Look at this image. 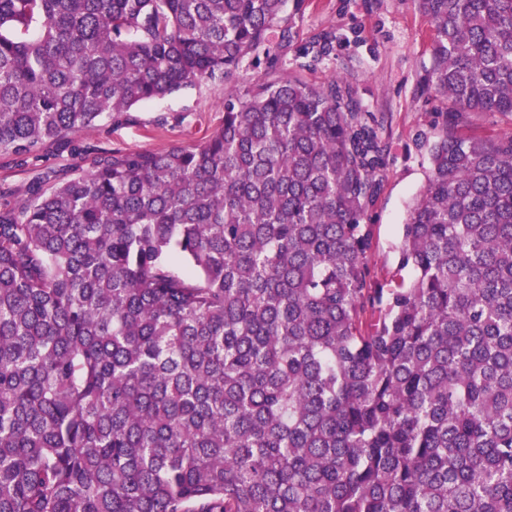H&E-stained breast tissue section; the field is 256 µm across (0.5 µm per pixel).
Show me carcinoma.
<instances>
[{
	"mask_svg": "<svg viewBox=\"0 0 512 512\" xmlns=\"http://www.w3.org/2000/svg\"><path fill=\"white\" fill-rule=\"evenodd\" d=\"M286 2L0 0V154L228 83L204 142L0 202V512H512V133H462L512 121V0H412L445 112L390 288V143L281 69ZM257 56H259L260 61H257ZM264 68L265 59L262 51L256 55H248L241 60L239 67L234 74L232 83H239L242 81V78H248L251 81H255L264 73ZM510 128V122L501 118H492L486 114H474L463 131L468 135L483 136L491 132H508Z\"/></svg>",
	"mask_w": 512,
	"mask_h": 512,
	"instance_id": "obj_1",
	"label": "carcinoma"
}]
</instances>
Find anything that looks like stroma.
Instances as JSON below:
<instances>
[{
  "label": "stroma",
  "mask_w": 512,
  "mask_h": 512,
  "mask_svg": "<svg viewBox=\"0 0 512 512\" xmlns=\"http://www.w3.org/2000/svg\"><path fill=\"white\" fill-rule=\"evenodd\" d=\"M286 15L294 40L281 54L282 67L305 73L314 82L334 75L347 78L357 88L364 110L383 124L392 153L370 211L373 279L389 286L411 278V271L398 265L401 226L426 182L429 148L436 135L437 104L422 91L430 66V21L410 0H306L302 11L290 8ZM326 31L336 34L333 52L315 70L305 71L304 48ZM223 100V84L204 83L143 103L121 126L105 119L79 132V140L88 148L80 158L62 143L49 145L23 166L0 154V191L11 199H23L36 178L89 166L92 155L103 150L158 152L200 143L221 125Z\"/></svg>",
  "instance_id": "35a3bbf8"
}]
</instances>
